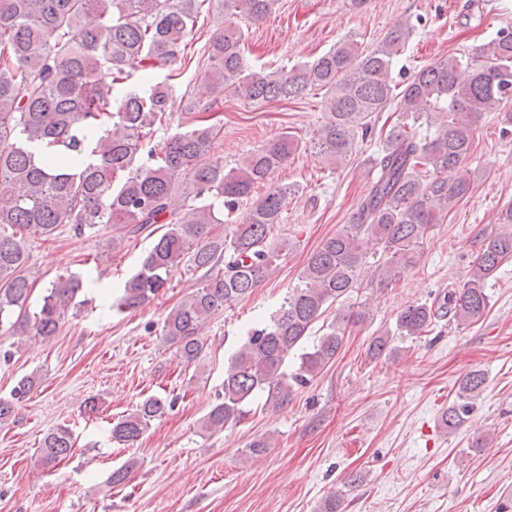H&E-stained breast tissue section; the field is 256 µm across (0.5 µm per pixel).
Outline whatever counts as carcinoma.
I'll list each match as a JSON object with an SVG mask.
<instances>
[{
	"label": "carcinoma",
	"mask_w": 512,
	"mask_h": 512,
	"mask_svg": "<svg viewBox=\"0 0 512 512\" xmlns=\"http://www.w3.org/2000/svg\"><path fill=\"white\" fill-rule=\"evenodd\" d=\"M216 1L224 6V27L209 39L210 67L187 113L214 105L228 89L255 105L324 90L328 117L311 149L334 165L352 156L358 138H366L372 120L394 100L398 115L379 142L376 173L353 222L321 242L270 322L249 329L228 358L223 393L201 421L207 432L241 421L264 392L266 402L283 404L335 360L348 328L368 315L367 301L353 300L363 281L380 290L414 264L416 247L470 192L465 162L482 114L512 96L511 32L496 34L464 63L450 56L420 67L399 85L392 71L415 30L408 18L370 51L347 41L311 61L266 73L249 71L244 33L231 18L259 23L278 0H0V324L22 335L53 336L82 288V280L59 276L46 288L40 310L28 315L33 282L26 239L33 230L51 236L70 224L80 236L101 226L122 239L167 225L125 282L115 303L120 312L155 297L188 255L200 269L224 263L164 320V336L187 363L204 349L200 323L251 295L277 268L288 242H272V230L296 190L275 183L274 174L299 141L283 132L227 173L223 162L210 159L222 130L217 121L196 117L162 146L150 145L172 97L171 85L153 81V72L192 63L187 37L202 8ZM104 71L108 84L99 78ZM135 76L136 86L117 93ZM181 178L187 180L182 193ZM260 184L267 190L255 197ZM249 198L233 232L211 236V225L232 218ZM498 223L483 240L471 278L431 302L403 308L396 335L415 339L446 317L466 326L484 317L487 280L512 262V206L501 210ZM371 244L381 250L372 267L366 261ZM333 306L336 318L288 369V358ZM392 341L375 337L369 354H388ZM484 384L477 371L466 376L443 414L448 429L465 422ZM32 387L24 377L13 400H0V423ZM165 408L162 398L145 399L112 426V439L134 444ZM73 445L72 430L55 427L41 441L39 461L48 466L64 459Z\"/></svg>",
	"instance_id": "carcinoma-1"
}]
</instances>
